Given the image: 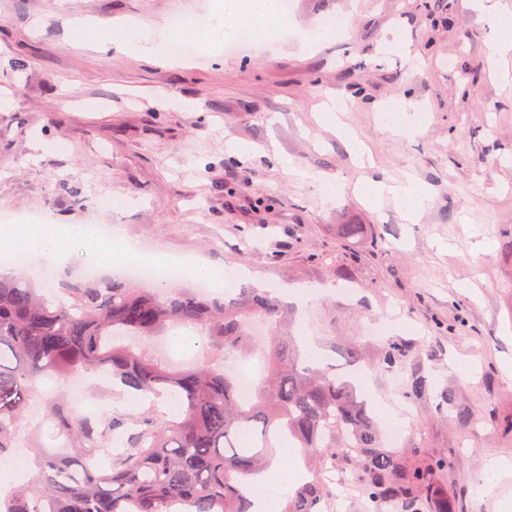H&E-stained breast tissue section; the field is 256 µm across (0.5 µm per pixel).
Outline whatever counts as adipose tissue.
I'll list each match as a JSON object with an SVG mask.
<instances>
[{
  "mask_svg": "<svg viewBox=\"0 0 512 512\" xmlns=\"http://www.w3.org/2000/svg\"><path fill=\"white\" fill-rule=\"evenodd\" d=\"M289 19L283 15L279 0H216L205 25L185 21L177 37L186 49L210 56H219L229 40L252 41L257 37L272 39L287 28ZM156 25L144 21H128L112 25L105 38L107 47L127 54L154 57L164 50V39ZM84 247V260L104 273L123 262L135 259L150 265L158 284L171 286L210 277L213 266L191 262L183 272L173 271L167 260L134 250L123 229H116L108 240H101L95 224H2L0 249L22 246L36 266L54 272L71 261L73 245Z\"/></svg>",
  "mask_w": 512,
  "mask_h": 512,
  "instance_id": "1",
  "label": "adipose tissue"
}]
</instances>
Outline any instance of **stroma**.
Segmentation results:
<instances>
[{"label": "stroma", "mask_w": 512, "mask_h": 512, "mask_svg": "<svg viewBox=\"0 0 512 512\" xmlns=\"http://www.w3.org/2000/svg\"><path fill=\"white\" fill-rule=\"evenodd\" d=\"M292 2L277 41L178 60L92 50L68 21L163 26L213 0H0V212L118 225L149 251L243 271L246 287L315 289L299 319L317 345L392 317L372 344H404L401 380L428 390L392 397L391 373L361 365L377 424L407 418L393 449L442 459L463 512H512V437L498 426L512 415V54L491 58L512 0H491V14L477 0ZM334 17L345 28L325 36ZM326 102L373 168L321 120ZM396 103L421 116L416 132L382 122ZM377 173L428 193L417 223L391 196L368 205ZM103 195L131 204L90 211ZM340 224L366 233L344 247ZM91 384L76 415L127 413L107 375Z\"/></svg>", "instance_id": "stroma-1"}]
</instances>
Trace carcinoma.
Returning <instances> with one entry per match:
<instances>
[{
	"label": "carcinoma",
	"instance_id": "cac0c4a2",
	"mask_svg": "<svg viewBox=\"0 0 512 512\" xmlns=\"http://www.w3.org/2000/svg\"><path fill=\"white\" fill-rule=\"evenodd\" d=\"M293 316L292 306L259 288L217 300L115 276L58 282L42 270L0 279V458L16 454L20 422L46 374L103 371L130 394L172 401L162 419L117 415L98 425L75 417L62 395L45 400L66 451L32 443L34 475L0 499V512H174L178 505L249 512L250 477L270 467L285 439L307 456L312 479L287 497L282 512H321L320 475L329 467L358 475L373 512L394 502L404 512H459L460 501L443 487L441 460L388 448L351 382L334 369L302 366L311 353L288 327ZM257 322L261 337L252 331ZM182 325L204 338L200 357L187 366L114 341L157 338ZM256 350L265 380L245 403L219 360ZM342 351L351 362L366 355L358 336ZM371 357L395 372L408 352L392 343ZM118 430L128 432V448L114 456L108 442Z\"/></svg>",
	"mask_w": 512,
	"mask_h": 512
}]
</instances>
